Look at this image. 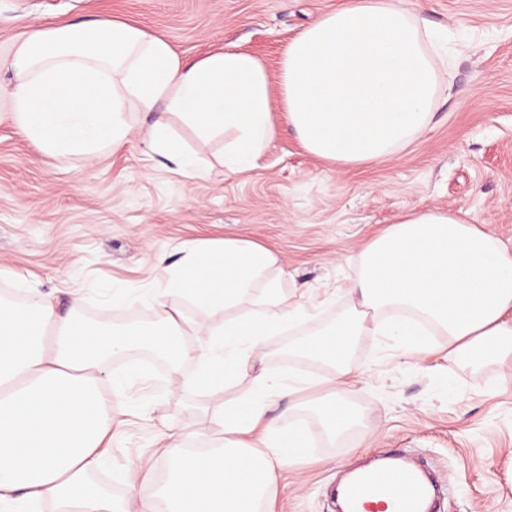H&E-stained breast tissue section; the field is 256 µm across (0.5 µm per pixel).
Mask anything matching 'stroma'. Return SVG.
Masks as SVG:
<instances>
[{"mask_svg":"<svg viewBox=\"0 0 512 512\" xmlns=\"http://www.w3.org/2000/svg\"><path fill=\"white\" fill-rule=\"evenodd\" d=\"M343 0H0V60L30 32L116 17L164 37L194 60L229 47L277 70L288 42ZM440 30L451 56L450 88L432 124L405 151L366 168L336 169L307 153L289 129L247 175L225 172L223 139L201 144L181 122L179 139L210 166L204 179L171 173L137 139L93 160L40 155L9 119L0 92V286L35 297L82 298L93 320L112 306L111 286L147 292L159 255L180 243L247 237L272 249L285 294L314 312L305 330L328 327L349 310L345 290L363 244L402 213L462 212L512 247V0H401ZM289 339L265 340V368L296 379L318 375L296 394L327 393L326 368L287 353ZM140 365L114 408L124 410L96 481L114 498L156 493L166 472L157 438L197 427L209 394L176 385L150 348L112 358L107 372ZM346 396L366 417L328 443L306 408L311 442L278 473L267 512H333L330 492L344 471L393 448L427 461L442 484L439 512H512V374L433 355L406 358L387 336L355 339Z\"/></svg>","mask_w":512,"mask_h":512,"instance_id":"stroma-1","label":"stroma"}]
</instances>
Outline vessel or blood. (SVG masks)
I'll use <instances>...</instances> for the list:
<instances>
[{
  "label": "vessel or blood",
  "mask_w": 512,
  "mask_h": 512,
  "mask_svg": "<svg viewBox=\"0 0 512 512\" xmlns=\"http://www.w3.org/2000/svg\"><path fill=\"white\" fill-rule=\"evenodd\" d=\"M341 497L343 512H429L432 490L420 469L392 462L357 473Z\"/></svg>",
  "instance_id": "obj_1"
}]
</instances>
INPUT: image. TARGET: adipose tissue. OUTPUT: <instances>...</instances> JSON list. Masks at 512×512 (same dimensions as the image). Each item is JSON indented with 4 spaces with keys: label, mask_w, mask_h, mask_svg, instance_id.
Wrapping results in <instances>:
<instances>
[{
    "label": "adipose tissue",
    "mask_w": 512,
    "mask_h": 512,
    "mask_svg": "<svg viewBox=\"0 0 512 512\" xmlns=\"http://www.w3.org/2000/svg\"><path fill=\"white\" fill-rule=\"evenodd\" d=\"M7 70L9 117L43 155L90 160L136 135L145 154L199 179L207 170L176 139L172 118L204 143L224 135L220 164L246 173L278 135L270 101L276 85L305 150L331 167L356 168L408 147L448 87L438 34L398 0H347L288 44L274 74L236 48L184 60L164 37L109 17L35 30ZM133 113L139 122L130 121ZM181 252L174 267L158 259L150 330L84 322L77 296L67 309L50 295L29 305L0 301V512H38L46 504L56 512H260L277 469L305 453L306 424L280 428L267 418L270 405L295 389L261 367L262 344L307 315L268 275L277 254L242 237L191 241ZM347 294L351 316L297 348L329 366L337 384L318 409L327 437L358 417L343 388L351 337H399L418 361L441 354L512 368V250L461 213L400 215L363 245ZM175 298L224 321H191L172 306ZM188 330L202 344L182 346ZM429 330L440 344L425 339ZM143 344L166 359L173 378L194 362L192 384L215 401L204 426L168 435L162 445L168 477L160 495L117 500L94 481L117 417L103 385L111 383L113 394L124 389L121 377L105 380L104 366ZM243 376L252 394L224 400L225 385ZM193 438L211 441L213 451L190 450Z\"/></svg>",
    "instance_id": "obj_1"
}]
</instances>
